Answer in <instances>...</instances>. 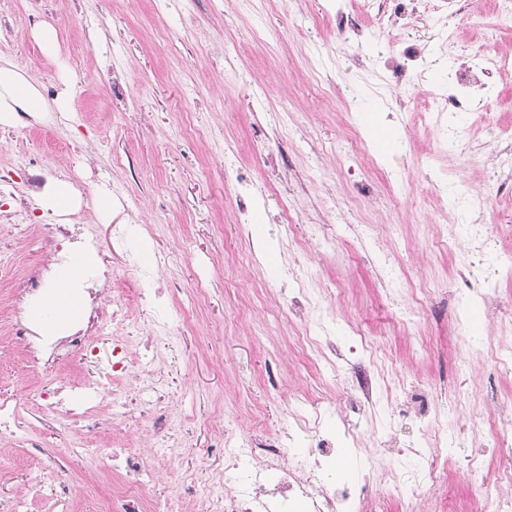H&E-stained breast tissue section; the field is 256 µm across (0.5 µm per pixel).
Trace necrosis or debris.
<instances>
[{"instance_id": "4bbe7bcc", "label": "necrosis or debris", "mask_w": 512, "mask_h": 512, "mask_svg": "<svg viewBox=\"0 0 512 512\" xmlns=\"http://www.w3.org/2000/svg\"><path fill=\"white\" fill-rule=\"evenodd\" d=\"M467 0H365L360 8L346 6L345 0H320L323 15L334 18L337 33L345 39L371 42L374 28H408L413 20L424 17L428 24L422 37H404L388 41L378 52V63L389 82L408 88L413 99L421 102L425 113L447 114L481 112L495 97L502 77L512 74V56L483 54L464 59L454 77L443 88L426 79L428 71L439 67L440 56L433 47L447 31L449 20L464 14ZM76 229L67 224H51L47 236L54 250V263L25 276L22 288L38 303L47 300L46 290L54 281L57 267L63 266L72 252L78 251ZM471 261L467 267L465 288L476 292L486 307L495 301L494 277L512 278V257L504 255L496 275H489L482 264L484 254L502 251L504 238L485 235L482 225H468L466 231ZM96 313H87L66 331H48L35 352L37 361L55 363L68 352L93 358L96 352L93 328L98 327ZM132 361L125 337L112 339V362L108 370L88 373L74 381L30 391L23 396L0 391V432L22 428V413L34 410L47 422L65 416L96 427L104 397L112 399V418L122 424L147 422L154 435L170 434V421L164 406L166 395L148 383L136 391L116 389V382H129ZM415 435L407 444L410 453L424 462L422 484L440 490L448 471V457L442 451L448 441V420L442 402L433 408L412 412ZM361 411L343 413L338 424H331L324 411L304 416L302 426L285 422L274 431L241 434L225 431L205 454L222 477L218 486L195 488L181 485L183 496L199 495L208 499L206 512H380L379 494L367 487H354L336 478V455L341 448L361 445ZM123 468L135 482L118 496L119 512H164L150 490L155 476L143 457L132 454L123 460Z\"/></svg>"}]
</instances>
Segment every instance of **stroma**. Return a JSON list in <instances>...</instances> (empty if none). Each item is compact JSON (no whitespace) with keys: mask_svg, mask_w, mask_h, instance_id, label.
<instances>
[{"mask_svg":"<svg viewBox=\"0 0 512 512\" xmlns=\"http://www.w3.org/2000/svg\"><path fill=\"white\" fill-rule=\"evenodd\" d=\"M317 0H0V62L23 68L47 98L69 90L70 112L51 121L30 117L0 127V226L12 241L0 251V387L25 394L48 383L67 381L87 369L104 370L71 354L38 371L29 349L11 332L14 312L26 294L19 279L50 262L34 190L47 178H64L81 193L69 216L93 237L100 267L113 272L114 287L99 302L128 309L125 326L107 325L98 338L101 355L111 338L132 332V352L141 355L142 336L166 322L175 337L163 359L144 371L168 397L174 437L189 453L172 455L146 427L118 430L102 422L97 433L81 424L52 428L40 416L27 417L25 436L0 440V512H102L105 500L129 478L112 466L113 454L133 453L158 473L154 497L173 512H200L198 501L182 497L168 482L178 470L199 483L212 482L202 448L215 431L230 424L249 431L254 421L277 424L283 399L296 414L316 407L339 410L351 396L345 369L316 367L297 338L301 325L284 307L270 260H283L287 246L271 234L276 205L258 208L253 223L238 228L235 199L226 188L225 162H235L258 188L273 186L288 195L297 224L325 225L336 248L323 254L315 242L298 239L294 248L305 263L312 293L333 311L330 337L340 350L359 323L372 341L367 351L376 378L374 412L368 413L363 448L340 449L338 463L377 457L376 477L390 471L413 485L421 461L397 451L399 425L390 424V405L404 403L406 390L421 379L444 388L448 408V456L467 469L484 461L477 479H452L445 498L423 496L417 512H470L477 497L494 496L496 475L512 460L491 434L472 439L470 422L491 426L487 391L512 402V375L494 376L490 364L476 362L461 374L456 356L465 349L483 354L512 345L500 321L458 324L472 302L460 288L470 258L442 239L446 226L465 230L471 213L457 209L454 196L485 186L490 160L499 149L488 130L512 120V106L494 102L474 118L468 143L449 152L441 132L422 118L404 92L394 89L374 64L359 67L353 51L324 19ZM58 34L49 55L35 39L43 24ZM251 53L237 70L224 63L248 33ZM512 50V13L497 14L493 0H471L452 28L443 51L456 66L466 51ZM252 83L269 86L271 96L253 100ZM355 89L363 106L375 107L382 125L403 140L405 167L386 180L370 164V154L386 159L374 130L349 112L346 91ZM287 106L288 116L269 141L258 142L253 126L264 113ZM360 133L364 148L350 145ZM287 152L289 167L265 166L267 154ZM449 169L445 189L430 193L429 166ZM373 186L357 195L348 172ZM104 184L114 198L111 220L99 218L94 188ZM129 227L126 246L112 244V227ZM373 227L378 247L357 234ZM256 264L243 262L248 247ZM409 270L408 292L420 303L407 310L401 297H387L385 262ZM162 284L165 300L142 309L138 293L145 278ZM192 309L191 325L179 313ZM277 362L280 390L264 383Z\"/></svg>","mask_w":512,"mask_h":512,"instance_id":"stroma-1","label":"stroma"}]
</instances>
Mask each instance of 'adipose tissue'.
<instances>
[{
	"label": "adipose tissue",
	"mask_w": 512,
	"mask_h": 512,
	"mask_svg": "<svg viewBox=\"0 0 512 512\" xmlns=\"http://www.w3.org/2000/svg\"><path fill=\"white\" fill-rule=\"evenodd\" d=\"M67 109V94L47 99L25 70L8 62L0 64V126L14 124L22 113L41 120L50 113ZM36 203L43 213L56 217L58 223L63 224L78 207L79 195L71 182L55 178L42 185ZM96 263L94 253H80L69 265L58 269L52 285L53 294L48 301L49 308L67 307L71 289L81 287L89 268Z\"/></svg>",
	"instance_id": "adipose-tissue-1"
}]
</instances>
